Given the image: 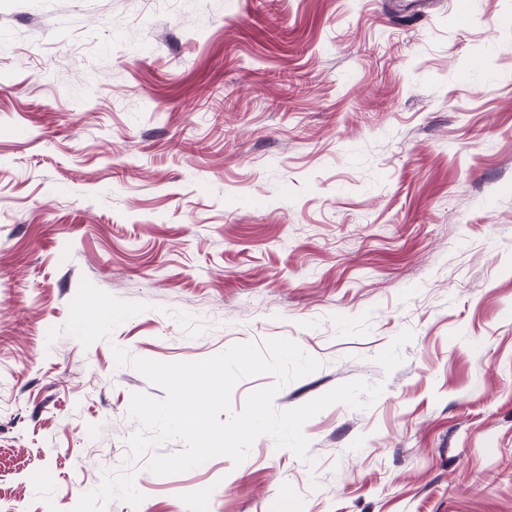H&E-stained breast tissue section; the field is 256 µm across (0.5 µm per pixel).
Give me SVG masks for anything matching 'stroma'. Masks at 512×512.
I'll use <instances>...</instances> for the list:
<instances>
[{
  "mask_svg": "<svg viewBox=\"0 0 512 512\" xmlns=\"http://www.w3.org/2000/svg\"><path fill=\"white\" fill-rule=\"evenodd\" d=\"M466 4L0 0V507L512 512V0ZM277 337V410L380 396L129 459L113 347Z\"/></svg>",
  "mask_w": 512,
  "mask_h": 512,
  "instance_id": "obj_1",
  "label": "stroma"
}]
</instances>
